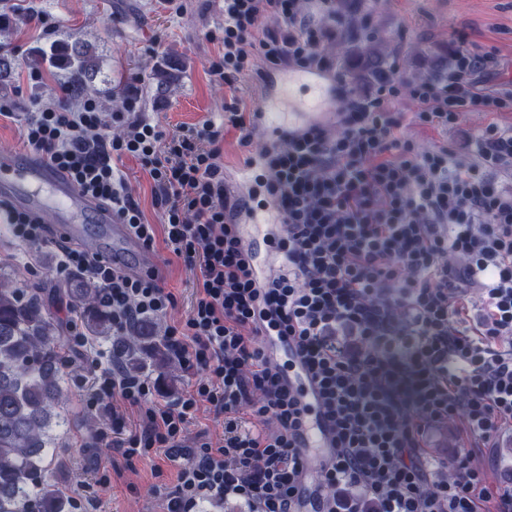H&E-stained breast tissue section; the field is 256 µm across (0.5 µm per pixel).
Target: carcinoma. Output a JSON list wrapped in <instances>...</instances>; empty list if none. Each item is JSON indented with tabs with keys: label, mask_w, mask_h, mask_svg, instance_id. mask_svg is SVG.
Wrapping results in <instances>:
<instances>
[{
	"label": "carcinoma",
	"mask_w": 512,
	"mask_h": 512,
	"mask_svg": "<svg viewBox=\"0 0 512 512\" xmlns=\"http://www.w3.org/2000/svg\"><path fill=\"white\" fill-rule=\"evenodd\" d=\"M358 11L356 0H347L336 18L350 28L341 50L344 67L361 84L383 71L386 53L368 26L358 24ZM30 63L66 72L74 95L91 89L101 71L95 46L79 38L33 50ZM181 69L177 60L165 59L153 75L157 92L168 91ZM59 292L80 314L89 337L108 344L126 370L165 368L168 352L152 320L140 318L114 338L99 284L75 276ZM62 335L63 324L46 308L40 289L0 279V512H66L58 483L45 476L48 457L62 454L54 431L69 424L60 412L65 401Z\"/></svg>",
	"instance_id": "cac0c4a2"
}]
</instances>
